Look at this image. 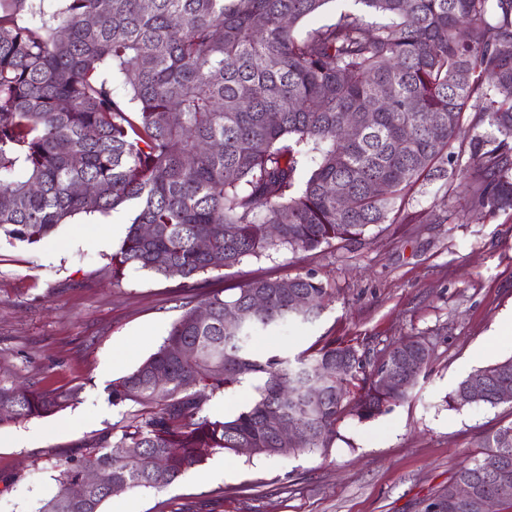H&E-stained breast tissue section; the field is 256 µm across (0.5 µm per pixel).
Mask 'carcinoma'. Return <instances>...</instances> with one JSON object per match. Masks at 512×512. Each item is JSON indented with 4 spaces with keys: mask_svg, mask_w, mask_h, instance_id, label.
I'll list each match as a JSON object with an SVG mask.
<instances>
[{
    "mask_svg": "<svg viewBox=\"0 0 512 512\" xmlns=\"http://www.w3.org/2000/svg\"><path fill=\"white\" fill-rule=\"evenodd\" d=\"M38 1L0 0V235L37 243L77 215L132 204L113 280L131 266L190 289L247 257L312 252L394 224L436 179L469 186L478 220L512 211V0H354L385 22L344 12L302 38L298 24L330 0H61L47 19ZM380 99L388 108L369 110ZM345 127L355 135L344 143ZM86 184L92 192L77 191ZM330 297L307 272L183 305L158 349L109 386L112 404L133 414L60 465L39 512H102L115 496L164 489L241 448L325 450L351 396L361 420L406 401L412 387L385 392L381 376L400 368L417 383L434 354L424 339L402 338L373 359L334 340L292 359L254 350L281 323L319 317ZM254 376L263 384L245 408L207 413L214 395ZM478 377L486 387L473 399ZM505 390L512 356L472 370L447 402L496 407ZM75 397L0 379V425L52 416ZM273 416L302 441L284 447ZM91 470L101 484L73 501ZM461 479L479 498L512 482V422L483 435L426 508L480 512L448 507Z\"/></svg>",
    "mask_w": 512,
    "mask_h": 512,
    "instance_id": "cac0c4a2",
    "label": "carcinoma"
}]
</instances>
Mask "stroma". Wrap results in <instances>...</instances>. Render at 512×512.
I'll use <instances>...</instances> for the list:
<instances>
[{
  "label": "stroma",
  "mask_w": 512,
  "mask_h": 512,
  "mask_svg": "<svg viewBox=\"0 0 512 512\" xmlns=\"http://www.w3.org/2000/svg\"><path fill=\"white\" fill-rule=\"evenodd\" d=\"M468 200L466 188L436 180L408 210L449 213L442 223L376 224L355 242L273 251L201 276L205 291L306 272L329 282L334 294L317 320L279 327V354L336 340L376 357L419 336L434 346L432 364L391 411L340 419L327 452L220 454L165 489L114 497L104 512H416L481 436L512 421L507 404L446 402L470 371L512 355V333L499 331L512 314V213L478 221ZM133 216L130 206L81 215L33 244L0 237V379L77 392L53 416L0 426V512H38L60 464L121 424L127 409L112 405L110 383L157 349L193 298L178 279L133 268L113 283L111 257ZM104 225L107 246H92Z\"/></svg>",
  "instance_id": "stroma-1"
}]
</instances>
